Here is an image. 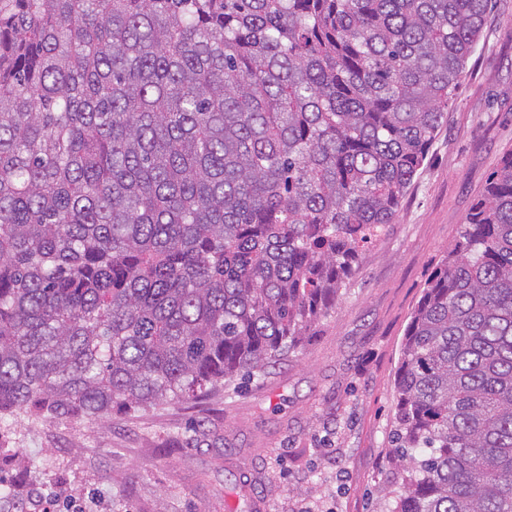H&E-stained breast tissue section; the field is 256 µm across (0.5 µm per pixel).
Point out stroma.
I'll list each match as a JSON object with an SVG mask.
<instances>
[{
    "instance_id": "1",
    "label": "stroma",
    "mask_w": 512,
    "mask_h": 512,
    "mask_svg": "<svg viewBox=\"0 0 512 512\" xmlns=\"http://www.w3.org/2000/svg\"><path fill=\"white\" fill-rule=\"evenodd\" d=\"M512 150V0L482 36L393 224L264 376L109 420L0 422V512H383L406 326Z\"/></svg>"
}]
</instances>
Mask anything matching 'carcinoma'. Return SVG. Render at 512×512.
Masks as SVG:
<instances>
[{
	"instance_id": "carcinoma-1",
	"label": "carcinoma",
	"mask_w": 512,
	"mask_h": 512,
	"mask_svg": "<svg viewBox=\"0 0 512 512\" xmlns=\"http://www.w3.org/2000/svg\"><path fill=\"white\" fill-rule=\"evenodd\" d=\"M491 0H0V419L264 373L394 223ZM387 512H512V151L411 314Z\"/></svg>"
}]
</instances>
